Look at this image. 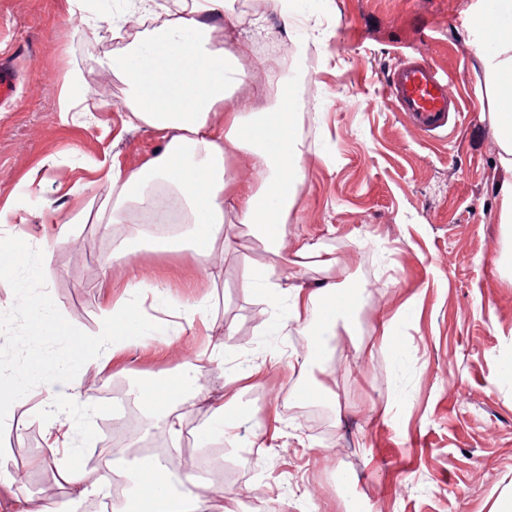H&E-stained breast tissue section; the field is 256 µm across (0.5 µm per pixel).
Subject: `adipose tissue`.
<instances>
[{
	"label": "adipose tissue",
	"instance_id": "adipose-tissue-1",
	"mask_svg": "<svg viewBox=\"0 0 512 512\" xmlns=\"http://www.w3.org/2000/svg\"><path fill=\"white\" fill-rule=\"evenodd\" d=\"M223 18L225 32L236 29L229 0H191L163 25L145 30L142 37L105 59V67L128 86L126 108L132 125H146L164 140L162 151L135 170L115 166L102 168L101 178L112 189V221L128 224L127 204L143 212L164 215L165 198L180 202L175 215L188 225L187 234L164 240L163 248L193 251L211 280L223 279L224 269L209 258L215 242L233 243L227 219L247 226L261 241L266 253L281 257L285 226L293 209L296 187L304 179V145L297 132L290 96L257 112L228 107L233 93L245 83L247 72L237 60L213 43L211 19ZM476 56L484 72V91L497 103L512 101V0H489L476 18ZM223 110V122L210 118ZM244 155L256 184H244L228 163L229 156ZM129 226L130 240L139 237L138 225ZM296 258L325 271L314 288L282 287L264 269L251 271L248 280L263 288L271 302L288 298V317L313 324L310 352L322 351L337 329L354 332L358 303L348 289L329 272L335 258L299 246ZM328 315H321L324 305ZM146 323L137 317L128 300L116 301L99 324L97 342L104 353H117L130 337H144ZM200 396L189 373L175 380L141 387L137 395L140 412L148 422L170 429L181 426ZM69 433H51L48 452L34 465L53 466L59 482L79 494L103 493L110 485L97 470H87L59 461ZM135 494L123 495L113 512H184L187 500L206 495V488L190 478L172 475L157 457H140Z\"/></svg>",
	"mask_w": 512,
	"mask_h": 512
}]
</instances>
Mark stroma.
I'll return each mask as SVG.
<instances>
[{"instance_id":"1","label":"stroma","mask_w":512,"mask_h":512,"mask_svg":"<svg viewBox=\"0 0 512 512\" xmlns=\"http://www.w3.org/2000/svg\"><path fill=\"white\" fill-rule=\"evenodd\" d=\"M237 35L213 41L251 78L231 102L242 112L277 97L290 56L279 10L231 0ZM478 0H315L327 33L308 49L309 76L293 93L304 113L306 177L286 228L289 249L305 243L336 259L332 271L359 303L355 335L337 330L329 363L296 342L260 288L245 285L250 265L274 267L243 227L213 283L191 251L163 250L144 233L128 256L104 259L127 238L110 224L112 192L100 165H143L163 147L152 129L128 125L126 87L101 62L120 49L109 27L88 30L69 0H0V59L19 73L16 99L0 111V209L19 208L25 226L0 223L23 263L0 278V373L73 358L70 380L93 373L119 383L127 399L149 381L172 380L182 364L209 355L204 399L193 419L207 425L218 401L234 400L242 420L234 459L263 437L242 480L225 483L238 512H492L512 492V277L497 268L503 246L498 185L506 173L491 135L495 104L476 69L473 15ZM425 57L450 77L462 110L453 128L418 131L386 94L401 59ZM78 106L59 118L62 91ZM66 228L87 247L93 276L79 274L63 249L39 241ZM151 288L175 306L200 304L204 317L184 332L154 330L129 342L105 367L85 364L67 327L91 334L128 289ZM49 298L58 321L32 318L25 299ZM392 322L395 343L377 331ZM252 377H243L241 365ZM331 390L327 421L303 414L306 387ZM56 378L37 381L0 428V471L24 470L33 507L52 470L34 467L47 432L73 428L75 464L101 448L103 422L121 419L97 398L92 409L44 403ZM265 413L263 425L249 417Z\"/></svg>"}]
</instances>
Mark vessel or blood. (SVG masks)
<instances>
[{
    "label": "vessel or blood",
    "mask_w": 512,
    "mask_h": 512,
    "mask_svg": "<svg viewBox=\"0 0 512 512\" xmlns=\"http://www.w3.org/2000/svg\"><path fill=\"white\" fill-rule=\"evenodd\" d=\"M388 92L400 111L429 132L445 127L449 113L461 109L459 99L448 94L447 80L424 59L403 61L390 78Z\"/></svg>",
    "instance_id": "1"
}]
</instances>
